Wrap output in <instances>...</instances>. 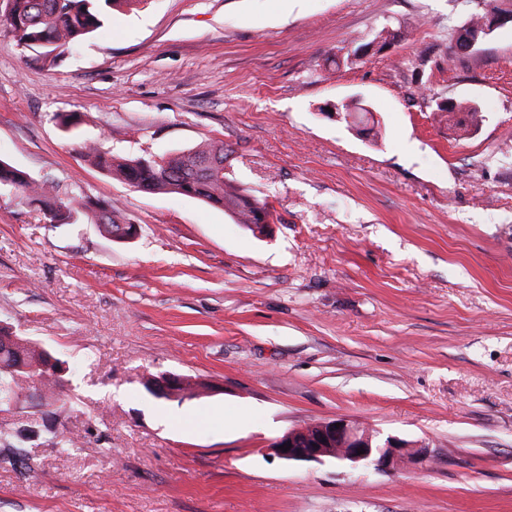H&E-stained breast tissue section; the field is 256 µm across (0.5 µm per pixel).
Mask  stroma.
<instances>
[{
	"label": "stroma",
	"instance_id": "stroma-1",
	"mask_svg": "<svg viewBox=\"0 0 512 512\" xmlns=\"http://www.w3.org/2000/svg\"><path fill=\"white\" fill-rule=\"evenodd\" d=\"M462 0H145L55 65L0 20V159L111 202L136 239L0 194V322L61 353L78 447L16 448L0 512H512V24L467 52ZM385 25L391 47L346 58ZM475 102L455 141L437 102ZM358 99L378 141L326 116ZM82 122L62 127L57 114ZM220 140L268 235L143 193L93 144ZM208 383L183 401L143 380ZM345 418L425 444L390 470L287 462ZM150 392L158 397L170 396L185 385L184 377L166 374L161 377L150 376L144 383Z\"/></svg>",
	"mask_w": 512,
	"mask_h": 512
}]
</instances>
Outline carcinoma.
Segmentation results:
<instances>
[{
    "label": "carcinoma",
    "mask_w": 512,
    "mask_h": 512,
    "mask_svg": "<svg viewBox=\"0 0 512 512\" xmlns=\"http://www.w3.org/2000/svg\"><path fill=\"white\" fill-rule=\"evenodd\" d=\"M483 7L471 11L461 28L452 30L450 39L465 49V38L481 31L484 39L492 33L484 31L491 14L512 17V0H467ZM145 0H9L7 20L17 45L41 49L42 60L49 65L68 49L79 45L84 38L107 23L112 14L124 7ZM403 32L388 25L379 29L373 38L361 43L353 57L376 48L381 52L399 42ZM342 121L368 125L372 133L377 121L373 112L360 100L334 106ZM435 111L448 113V125L464 135L477 129L482 121L481 110L472 101L446 99L436 103ZM83 155L92 159L102 170L122 178L146 193L169 192L196 198L221 207L236 221L252 232H265V225L274 223L267 202L252 196L247 189L235 184L224 174L228 154L221 140L198 144L187 152L163 156L160 160L116 157L91 145L83 146ZM13 192L28 204L43 210L52 224H74L78 221L80 202L62 190L59 183L45 178L37 180L26 171L0 160V191ZM93 223L109 237L120 234L127 224L119 211L110 204H93ZM64 361L38 343L12 336L0 326V406L19 405L29 400L28 391L33 376L40 377V394L35 402L46 409L37 430L15 428L0 430V439L14 440L23 445L42 441L55 448H73L75 440L65 426L70 411L64 393L63 378L58 375Z\"/></svg>",
    "instance_id": "1"
}]
</instances>
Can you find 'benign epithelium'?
I'll return each mask as SVG.
<instances>
[{"label": "benign epithelium", "instance_id": "benign-epithelium-1", "mask_svg": "<svg viewBox=\"0 0 512 512\" xmlns=\"http://www.w3.org/2000/svg\"><path fill=\"white\" fill-rule=\"evenodd\" d=\"M150 392L158 397L170 396L185 385L183 377L167 374L145 380ZM288 451L281 450V447ZM278 458L296 462L334 460L352 465H372L387 470L401 461L423 463L429 458L425 445L389 437L380 439L345 418L311 423L288 438H278L271 444ZM364 453H359V450Z\"/></svg>", "mask_w": 512, "mask_h": 512}]
</instances>
